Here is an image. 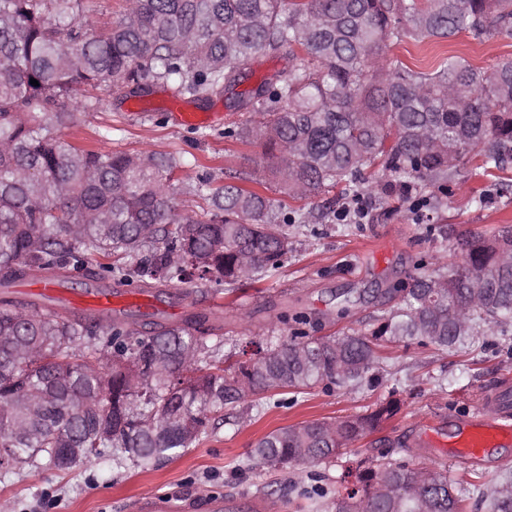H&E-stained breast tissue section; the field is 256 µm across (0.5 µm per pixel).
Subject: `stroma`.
Segmentation results:
<instances>
[{
  "label": "stroma",
  "mask_w": 512,
  "mask_h": 512,
  "mask_svg": "<svg viewBox=\"0 0 512 512\" xmlns=\"http://www.w3.org/2000/svg\"><path fill=\"white\" fill-rule=\"evenodd\" d=\"M460 55L483 70L512 58V35L477 40L463 34L452 41L418 43L412 39L389 46L384 58H398L418 71H429L443 58ZM196 104L157 89L144 100L119 101L102 92L99 106L65 129V141L102 152L153 151L183 158L176 202L189 213L201 205L194 188L203 180L220 184L225 171L241 176L252 189L260 176L261 148L225 137L226 129L247 118L229 109L224 98L209 104L220 114L217 126L173 125L170 112H193ZM368 213L349 224L325 210V198L295 201L280 196L282 210L311 214L306 224L289 225L293 250L272 276L217 294L207 281L193 289L173 283L158 306L163 311L204 313L222 326L225 338L248 342L285 341L293 331L308 336H339L370 328L388 299L389 285L406 281L417 264L446 256L460 262L454 248L458 235L488 233L512 224V167L489 173L462 157L448 183V207L439 223L447 236L418 223L412 197L392 191L365 194ZM351 292L356 301L343 306L338 295ZM512 384V328L471 337L464 346L442 351L416 342L387 350L369 380L354 391L320 384L300 395L283 396L279 405L253 400L228 407L212 420L207 433L181 456L151 470L104 449L99 459L61 470L48 462L0 469V505L10 512H133L138 498L162 495L177 500L208 497H254L263 512H335L337 463L289 464L271 468L254 458L260 437L278 428L314 419L363 414L384 399H400V412L384 427L357 442V449L387 461L424 463L447 470L469 502L470 512L484 505L469 484L467 468L441 456L431 438L447 439L488 390Z\"/></svg>",
  "instance_id": "obj_1"
}]
</instances>
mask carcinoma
<instances>
[{"label": "carcinoma", "mask_w": 512, "mask_h": 512, "mask_svg": "<svg viewBox=\"0 0 512 512\" xmlns=\"http://www.w3.org/2000/svg\"><path fill=\"white\" fill-rule=\"evenodd\" d=\"M88 0H0V288L35 277L86 288L134 278L141 293L171 282L222 286L278 269L292 250L267 191L233 181L196 188L204 205L173 203L174 154L96 152L59 132L98 106L94 91L122 84L124 99L157 86L177 99L233 95L251 119L233 136L260 141L278 192L311 199L339 191L341 210L374 184L415 181L413 210L448 207L459 154L487 169L512 163V61L487 73L452 55L430 71L374 58L405 38L475 39L512 31V0H125L98 31ZM288 49V66L255 75L259 55ZM36 79L38 85L30 84ZM462 261L423 264L387 289L396 304L366 332L293 336L232 361L204 314L177 323L107 321L0 295V468L43 459L60 469L104 448L147 468L186 450L211 415L248 398L355 387L384 349L416 341L455 349L477 328L512 327V225L456 240ZM98 257L105 262L94 265ZM116 258L113 263L110 258ZM279 428L255 446L259 463L332 462L400 412ZM336 488V512H468L447 471L355 452ZM485 512H512V471L474 476Z\"/></svg>", "instance_id": "carcinoma-1"}]
</instances>
